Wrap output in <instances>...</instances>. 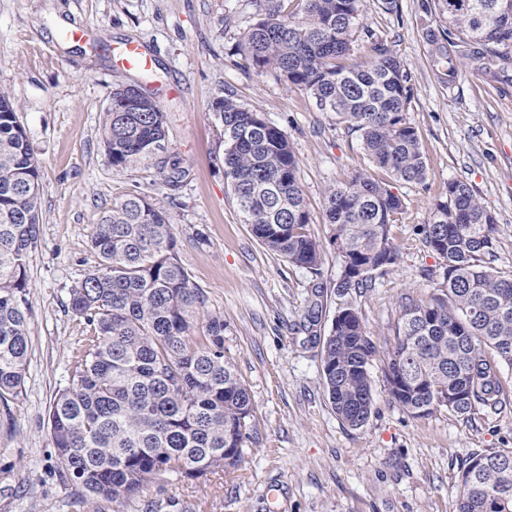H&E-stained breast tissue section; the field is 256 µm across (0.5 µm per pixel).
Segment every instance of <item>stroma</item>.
Here are the masks:
<instances>
[{"label":"stroma","mask_w":512,"mask_h":512,"mask_svg":"<svg viewBox=\"0 0 512 512\" xmlns=\"http://www.w3.org/2000/svg\"><path fill=\"white\" fill-rule=\"evenodd\" d=\"M422 0H361L372 37L356 35L346 66L362 68L379 40L405 62L406 117L419 136L424 183L392 182L370 163L357 133L320 111L306 91L236 51L256 20L253 0H0V88L18 105L41 164L40 237L27 267L31 312L25 385L0 403V512H456L460 465L474 452L512 448V404L473 420L441 410L414 418L391 403L387 353L405 297L442 286V260L418 233L449 181L470 184L500 228L494 264L512 269V87L476 67L452 86L436 76ZM142 44L146 72L117 66L116 47ZM142 82L167 114L165 147L188 170L177 191L147 163L112 168L99 135L115 86ZM285 131L299 160L320 275L265 249L244 224L218 161L223 131L210 103L225 95ZM364 173L391 183L403 209L391 226L397 263L368 287L340 296L342 261L324 217L327 191ZM138 190L168 202L179 258L224 317V351L252 399L240 464L190 481L160 473L131 499L92 498L63 485L48 410L90 329L68 308L69 290L98 258L101 212ZM205 242H198L197 234ZM352 304L376 346L374 408L360 429L335 415L320 340ZM318 308V321L306 315Z\"/></svg>","instance_id":"obj_1"}]
</instances>
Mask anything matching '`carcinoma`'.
Here are the masks:
<instances>
[{
  "label": "carcinoma",
  "mask_w": 512,
  "mask_h": 512,
  "mask_svg": "<svg viewBox=\"0 0 512 512\" xmlns=\"http://www.w3.org/2000/svg\"><path fill=\"white\" fill-rule=\"evenodd\" d=\"M256 0L258 19L237 53L260 70L308 92L359 133L373 166L395 180L420 184L426 164L406 118L410 74L361 19L360 0ZM436 24L424 28L438 79L448 85L478 61L486 79L512 83V3L508 0H424ZM372 40L362 69L342 64L355 32ZM129 86L112 92L99 131L112 168L148 161L179 188L186 168L167 154L166 115L150 100L135 107ZM224 128L219 159L244 223L269 251L320 274L322 246L298 180L287 134L229 94L211 105ZM41 167L18 106L0 88V401L24 387L29 356L27 266L39 240ZM403 208L389 185L366 174L330 189L325 220L343 264L385 273L398 261L390 225ZM422 241L443 259L444 288L402 306L388 352L390 399L414 418L446 408L468 419L495 408L512 388L499 365L512 366V271L492 263L499 239L495 217L464 181L448 182ZM98 263L69 290V308L92 330L69 384L50 406V436L60 479L90 496L114 501L138 494L160 472L195 480L236 467L252 401L224 353V316L206 311L207 297L181 264L178 239L163 202L143 193L112 203L92 230ZM372 275L336 285L343 296ZM205 318L204 336L190 332ZM375 346L359 312L336 313L323 339L325 389L336 416L363 427L371 415L370 366ZM458 512H512V448L473 453L461 467Z\"/></svg>",
  "instance_id": "obj_1"
}]
</instances>
